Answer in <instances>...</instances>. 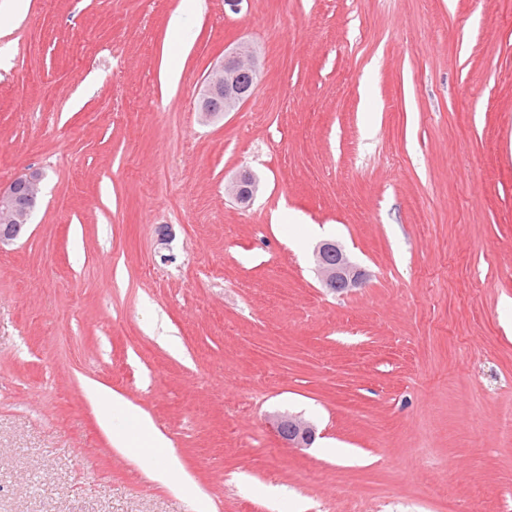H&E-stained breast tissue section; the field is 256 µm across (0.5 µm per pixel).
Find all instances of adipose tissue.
<instances>
[{
  "label": "adipose tissue",
  "mask_w": 512,
  "mask_h": 512,
  "mask_svg": "<svg viewBox=\"0 0 512 512\" xmlns=\"http://www.w3.org/2000/svg\"><path fill=\"white\" fill-rule=\"evenodd\" d=\"M92 399L104 404L101 415V425L110 435L113 443L119 448L132 447L137 440H144L148 447L163 449L164 454L160 463L153 466L151 475L155 481L169 489L190 497H197L198 492L188 476L183 474L178 466L173 451L168 448L169 442L157 431L148 417L142 416L132 423H116L114 410L120 402L114 399L111 391L100 385L89 388Z\"/></svg>",
  "instance_id": "obj_1"
}]
</instances>
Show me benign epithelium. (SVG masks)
Wrapping results in <instances>:
<instances>
[{
	"label": "benign epithelium",
	"instance_id": "benign-epithelium-1",
	"mask_svg": "<svg viewBox=\"0 0 512 512\" xmlns=\"http://www.w3.org/2000/svg\"><path fill=\"white\" fill-rule=\"evenodd\" d=\"M260 74V61L250 45L240 43L224 53L202 90L201 116L211 121L236 110L252 95ZM41 181L42 174L30 170L6 183L0 182V249L12 244L31 223L35 202L40 199ZM258 189L257 179L247 170L240 171L227 186V192L244 206L252 202ZM314 260L321 283L330 292L356 288L366 278V272L349 259L336 241L319 243ZM274 425L289 447H307L315 440V426L295 415H280Z\"/></svg>",
	"mask_w": 512,
	"mask_h": 512
}]
</instances>
